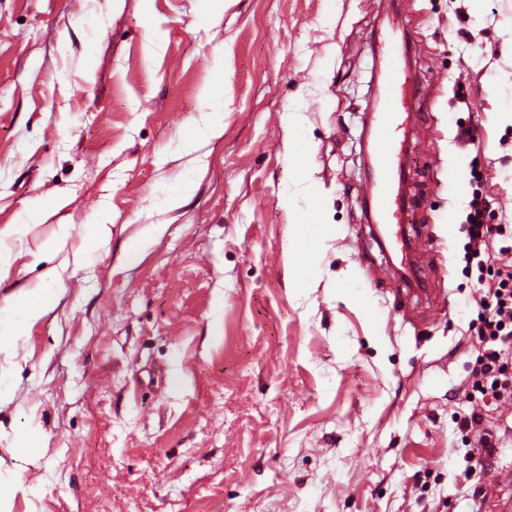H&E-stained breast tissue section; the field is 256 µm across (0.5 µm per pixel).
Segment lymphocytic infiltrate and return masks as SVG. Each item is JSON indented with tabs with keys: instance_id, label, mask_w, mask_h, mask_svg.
Masks as SVG:
<instances>
[{
	"instance_id": "lymphocytic-infiltrate-1",
	"label": "lymphocytic infiltrate",
	"mask_w": 512,
	"mask_h": 512,
	"mask_svg": "<svg viewBox=\"0 0 512 512\" xmlns=\"http://www.w3.org/2000/svg\"><path fill=\"white\" fill-rule=\"evenodd\" d=\"M484 216L483 201L473 198L463 259L487 286L476 302L477 315L472 321L478 349L463 392L468 411L459 429L479 438V448L469 449L468 457L491 460L499 450L496 440L482 430V412L490 402L512 403V263L496 265L494 256L512 255V238L505 234L503 225L486 223Z\"/></svg>"
}]
</instances>
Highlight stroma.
<instances>
[{"label":"stroma","instance_id":"stroma-1","mask_svg":"<svg viewBox=\"0 0 512 512\" xmlns=\"http://www.w3.org/2000/svg\"><path fill=\"white\" fill-rule=\"evenodd\" d=\"M385 15L0 0V315L47 307L0 352V512H512V408L486 407L485 468L457 429L472 196L512 225V0H407L415 206L379 239L362 117ZM415 230L433 268L395 245ZM403 265L430 287L409 305ZM12 307L18 310L27 319H37L46 311L41 293L38 290L29 291L15 298Z\"/></svg>","mask_w":512,"mask_h":512}]
</instances>
